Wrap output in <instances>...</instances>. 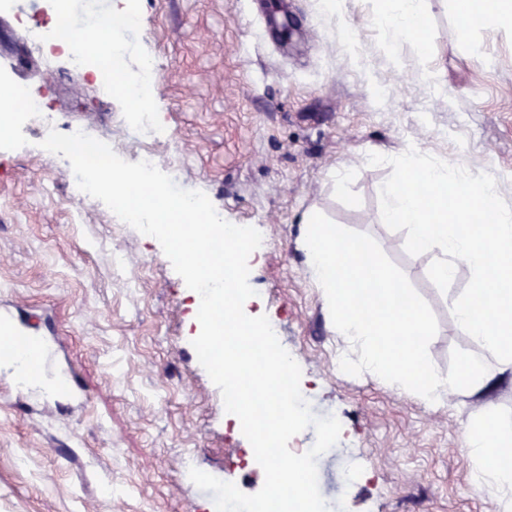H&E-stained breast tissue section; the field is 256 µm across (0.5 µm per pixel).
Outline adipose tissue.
Segmentation results:
<instances>
[{
  "label": "adipose tissue",
  "instance_id": "1",
  "mask_svg": "<svg viewBox=\"0 0 512 512\" xmlns=\"http://www.w3.org/2000/svg\"><path fill=\"white\" fill-rule=\"evenodd\" d=\"M377 21L393 39H410L426 28L428 14L422 0H381ZM400 164L401 179L384 189L387 223L406 225L413 248L436 253L438 284H447L461 264L475 273L468 297L453 309L457 328L484 351L483 358L466 361L461 369L475 394L512 369V214L499 206L498 184L485 173L459 177L442 165H421L411 152ZM420 182L428 183L429 195L417 191ZM447 189L455 194V207L444 200ZM481 212L489 214L490 225L478 234L467 231ZM464 441L479 462L472 472L475 486L491 489L502 512H512V468L498 462L512 453V429L488 412Z\"/></svg>",
  "mask_w": 512,
  "mask_h": 512
}]
</instances>
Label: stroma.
Instances as JSON below:
<instances>
[{
    "mask_svg": "<svg viewBox=\"0 0 512 512\" xmlns=\"http://www.w3.org/2000/svg\"><path fill=\"white\" fill-rule=\"evenodd\" d=\"M423 6L427 29L396 41L375 21L378 0H346L338 16L322 0H138L117 39L127 71L147 59L158 69L149 141L128 99L78 77L67 57L43 60L26 36L61 13L71 30L102 27L114 0H10L0 15V80L44 100L55 130L82 126L129 162L151 150L179 187L252 230L261 254L244 284L300 365L314 414L342 425L317 460L330 512L501 510L470 479L464 433L486 405L512 424V373L432 407L377 375L338 371L352 345L299 244L309 210L371 235L437 319V372L447 375L453 349L481 353L452 311L471 271L439 286L434 253L386 223L383 190L413 149L493 176L512 210V26L476 27L463 48L459 0ZM268 15L287 30L260 36ZM427 70L437 86L423 82ZM46 136L23 124L0 140V313L46 337L76 388L45 402L0 364V512H212L193 467L258 492L264 472L192 345L185 282L158 240L105 204L79 203Z\"/></svg>",
    "mask_w": 512,
    "mask_h": 512,
    "instance_id": "1",
    "label": "stroma"
}]
</instances>
